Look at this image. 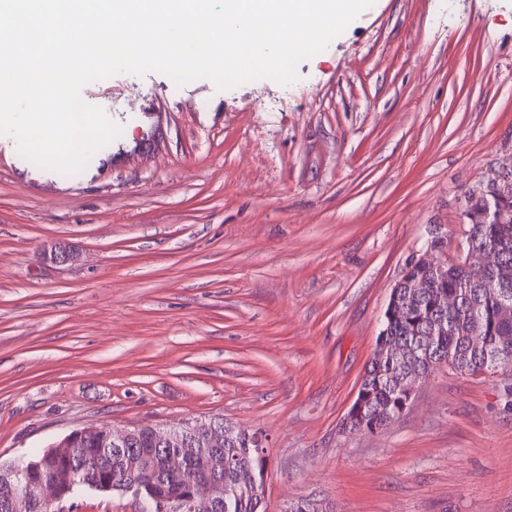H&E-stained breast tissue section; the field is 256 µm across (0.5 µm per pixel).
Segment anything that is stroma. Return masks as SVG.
I'll return each instance as SVG.
<instances>
[{"mask_svg": "<svg viewBox=\"0 0 512 512\" xmlns=\"http://www.w3.org/2000/svg\"><path fill=\"white\" fill-rule=\"evenodd\" d=\"M297 72L89 83L122 133L71 178L0 137V463L219 417L267 436L261 512H512V370L340 429L406 261L512 160V0H373Z\"/></svg>", "mask_w": 512, "mask_h": 512, "instance_id": "obj_1", "label": "stroma"}]
</instances>
